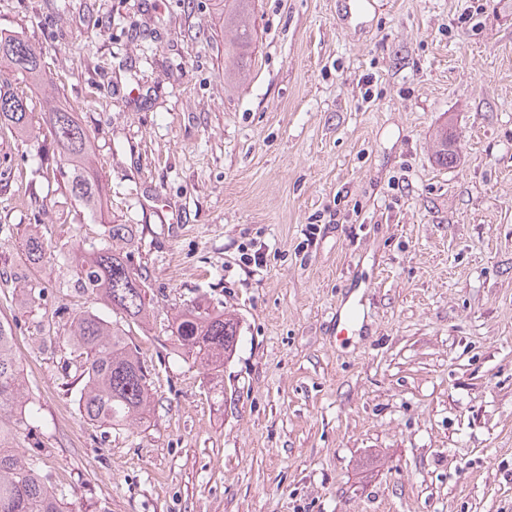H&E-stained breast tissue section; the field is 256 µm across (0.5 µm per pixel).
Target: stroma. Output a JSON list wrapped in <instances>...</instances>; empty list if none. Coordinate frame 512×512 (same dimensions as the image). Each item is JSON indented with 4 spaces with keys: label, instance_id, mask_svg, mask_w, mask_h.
I'll list each match as a JSON object with an SVG mask.
<instances>
[{
    "label": "stroma",
    "instance_id": "1",
    "mask_svg": "<svg viewBox=\"0 0 512 512\" xmlns=\"http://www.w3.org/2000/svg\"><path fill=\"white\" fill-rule=\"evenodd\" d=\"M253 10L241 80L215 0H0L91 132L155 306L130 334L149 420L92 424L66 331L117 315L69 265L109 239L39 175L56 147L11 78L33 116L0 132V320L39 409L21 448L75 512H512V0ZM34 223L51 258L31 271ZM197 299L239 320L220 403L168 329ZM456 141L457 135L453 128L448 127V124L436 131L433 139V151L439 163L448 165L449 162H452Z\"/></svg>",
    "mask_w": 512,
    "mask_h": 512
}]
</instances>
